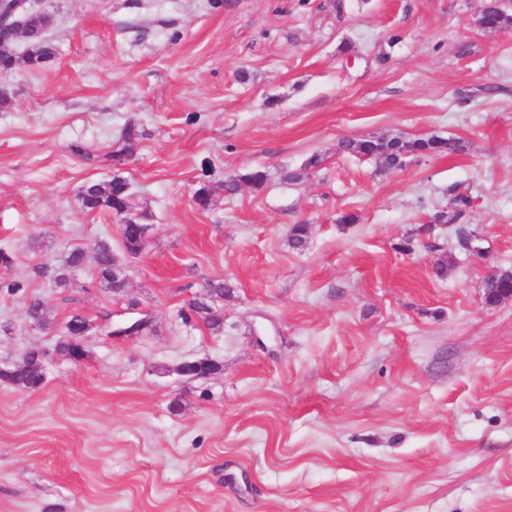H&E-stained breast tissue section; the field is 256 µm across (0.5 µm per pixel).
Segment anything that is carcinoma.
<instances>
[{"label":"carcinoma","instance_id":"carcinoma-1","mask_svg":"<svg viewBox=\"0 0 512 512\" xmlns=\"http://www.w3.org/2000/svg\"><path fill=\"white\" fill-rule=\"evenodd\" d=\"M479 24L483 29H500L512 26V12L506 8L501 0H487L479 16ZM338 149L343 153L355 154L365 159H374L381 169L385 171L399 170L403 161L412 155L455 154L463 150L460 141L454 138H441L431 136L428 138L407 139L401 136L370 138V139H345L338 144ZM267 180L265 171L254 169L246 174L237 175L224 180V193L232 195L236 193L241 184L246 183L255 188L262 187ZM448 193L452 195L454 211H439L430 220L432 224L451 225L456 220V212L469 206V195L457 191L451 186ZM83 208L95 211L102 208L109 210L130 208L128 183L115 175L111 180L103 183H90L84 189L82 200ZM311 230L308 224H295L289 231V244L296 250L305 248L310 237ZM97 268L101 282L107 289L114 293L124 292L121 285V277L115 264V256L112 248L106 241L96 243ZM35 274L41 278L49 279L57 285L65 282V274L59 268L47 264L35 267ZM484 299L488 304H497L512 298V273L509 271L498 272L490 275L484 281ZM190 310L211 329H220L221 321L211 313V307L204 299H197L190 304ZM27 317L34 323L47 326L43 303L38 298H32L26 305ZM91 324L81 315L70 317L64 328V334L57 344V349L62 355H70L74 350L73 340L86 335ZM39 352L30 351L18 364L10 368L0 370V378H3L22 389H36L43 380L37 366Z\"/></svg>","mask_w":512,"mask_h":512}]
</instances>
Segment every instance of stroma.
<instances>
[{
    "mask_svg": "<svg viewBox=\"0 0 512 512\" xmlns=\"http://www.w3.org/2000/svg\"><path fill=\"white\" fill-rule=\"evenodd\" d=\"M33 4L55 55L0 75V368L39 350L43 383L0 379V512H512V299H483L512 270V28L476 26L485 0ZM130 121L132 154L105 161ZM396 135L464 149L391 172L338 150ZM258 167L263 187L225 194ZM116 174L151 226L134 257L78 201ZM452 185L470 207L427 233ZM77 247L66 286L35 277ZM211 280L218 331L188 316ZM135 311L143 334L100 326ZM75 313L77 363L55 349ZM97 268L101 282L105 283L107 289L114 293L124 292L121 285L122 277L119 276L118 268L115 264V256L112 254V248L106 241L96 243ZM483 288L487 304H497L512 298V273L504 271L488 276Z\"/></svg>",
    "mask_w": 512,
    "mask_h": 512,
    "instance_id": "stroma-1",
    "label": "stroma"
}]
</instances>
